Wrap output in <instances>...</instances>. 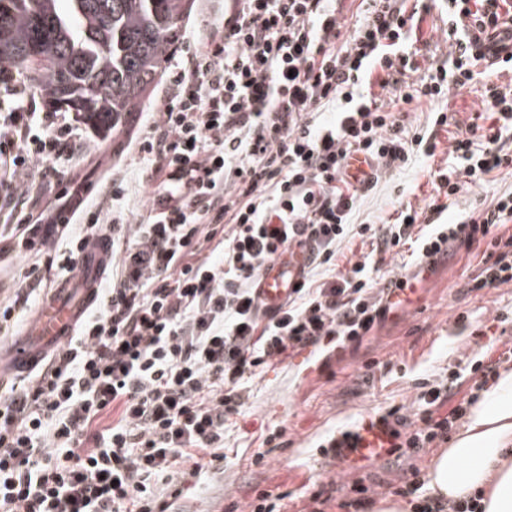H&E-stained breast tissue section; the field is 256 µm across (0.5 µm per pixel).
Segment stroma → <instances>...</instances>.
Listing matches in <instances>:
<instances>
[{
    "label": "stroma",
    "instance_id": "stroma-1",
    "mask_svg": "<svg viewBox=\"0 0 512 512\" xmlns=\"http://www.w3.org/2000/svg\"><path fill=\"white\" fill-rule=\"evenodd\" d=\"M224 6V0H196L178 52L191 49L194 38L222 17ZM167 87V80H160L150 102L115 140L95 142L91 155L63 159V185L94 186L112 168L126 170L130 191L115 205L130 221L145 215L146 165L136 142L162 109ZM448 112L453 121L439 130L435 156L413 158L363 193L355 223L386 224L401 209H419L429 202L433 174L448 162V143L458 128L482 116L481 98L474 91L451 95ZM509 192L512 169L504 168L493 172L489 183L451 197L445 215L450 220L466 216ZM476 265V258L462 250L442 257L419 284L418 310L395 313L357 350L326 359L302 349L272 361L247 384L246 405L224 433V460L213 462L199 481L175 476L172 486L181 495L174 499L172 512H225L233 503L246 512L262 492L280 498L281 512H311V495L322 482L351 484L353 475L322 455L330 434L349 429L383 406L415 409L423 380H439L449 367L470 361L481 345L499 335L512 338V285L469 289ZM462 314L468 326L458 325ZM435 454V449L426 448L412 458L383 460L368 468L379 499H388L390 486L400 483L406 468L427 472Z\"/></svg>",
    "mask_w": 512,
    "mask_h": 512
}]
</instances>
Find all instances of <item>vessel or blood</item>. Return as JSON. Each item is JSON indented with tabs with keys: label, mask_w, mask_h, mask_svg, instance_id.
I'll list each match as a JSON object with an SVG mask.
<instances>
[{
	"label": "vessel or blood",
	"mask_w": 512,
	"mask_h": 512,
	"mask_svg": "<svg viewBox=\"0 0 512 512\" xmlns=\"http://www.w3.org/2000/svg\"><path fill=\"white\" fill-rule=\"evenodd\" d=\"M107 261L108 255L101 242L89 245L78 271L76 300L62 298L42 307L40 313L27 324L20 350L13 353L16 364L27 367L36 363L72 335L103 283ZM298 278L297 269L290 265L278 263L267 269L260 285V298L265 308L274 309L282 305ZM361 434V448L342 453L347 466L368 467L383 460L388 453L389 437L382 427L366 422L361 426Z\"/></svg>",
	"instance_id": "b4317fda"
}]
</instances>
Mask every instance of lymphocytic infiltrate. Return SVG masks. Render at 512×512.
Segmentation results:
<instances>
[{
    "mask_svg": "<svg viewBox=\"0 0 512 512\" xmlns=\"http://www.w3.org/2000/svg\"><path fill=\"white\" fill-rule=\"evenodd\" d=\"M353 25L336 0H231L178 62L165 105L138 151L153 187L143 221L74 209L59 220L44 197L60 182L63 153L90 142L63 112H41L29 86L0 79V242L27 261L20 286L70 277L90 235L106 239L112 278L73 336L0 391V512H169L164 488L186 465L203 477L224 447V426L244 405L247 381L267 361L305 348L357 349L403 304L395 289L448 253L477 258L475 289L512 283V193L445 224L438 197L483 185L512 168V0H447L446 60L420 68L408 40L421 21L407 0H364ZM377 75V88L367 76ZM480 86L491 125L468 124L433 180L436 201L375 227L352 218L361 193L415 154L434 156L450 93ZM393 93L392 101L382 91ZM433 106L428 129L406 121L416 100ZM335 115L323 118L322 107ZM369 167L351 171L354 158ZM426 226L414 234L417 223ZM378 253L416 244V270L374 285L370 258L332 280L341 245ZM299 254L297 286L275 311L258 288L264 271ZM463 370L424 383L415 411L393 405L376 420L402 458L447 442L481 389ZM395 494L417 512H477V498L424 493L416 468Z\"/></svg>",
    "mask_w": 512,
    "mask_h": 512,
    "instance_id": "f902f5d3",
    "label": "lymphocytic infiltrate"
}]
</instances>
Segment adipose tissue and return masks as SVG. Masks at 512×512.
Masks as SVG:
<instances>
[{
    "mask_svg": "<svg viewBox=\"0 0 512 512\" xmlns=\"http://www.w3.org/2000/svg\"><path fill=\"white\" fill-rule=\"evenodd\" d=\"M428 488L459 501L482 492L481 512H512V369L500 371L471 406L448 448L431 461Z\"/></svg>",
    "mask_w": 512,
    "mask_h": 512,
    "instance_id": "ef3b65f1",
    "label": "adipose tissue"
}]
</instances>
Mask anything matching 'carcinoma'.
<instances>
[{"label":"carcinoma","instance_id":"1","mask_svg":"<svg viewBox=\"0 0 512 512\" xmlns=\"http://www.w3.org/2000/svg\"><path fill=\"white\" fill-rule=\"evenodd\" d=\"M195 0H0V70L102 141L159 83Z\"/></svg>","mask_w":512,"mask_h":512}]
</instances>
